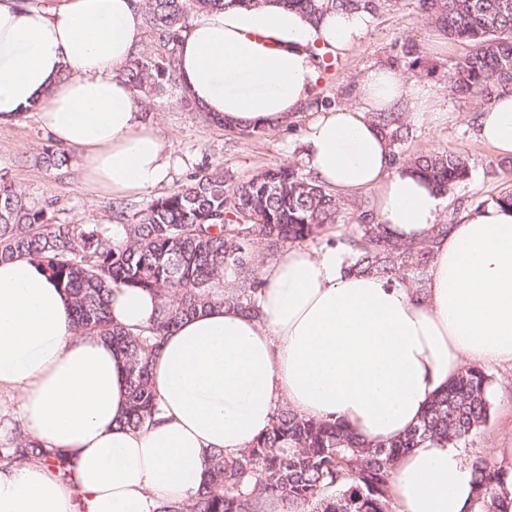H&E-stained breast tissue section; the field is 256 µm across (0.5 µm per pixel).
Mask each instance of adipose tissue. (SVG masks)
<instances>
[{
	"instance_id": "ef3b65f1",
	"label": "adipose tissue",
	"mask_w": 512,
	"mask_h": 512,
	"mask_svg": "<svg viewBox=\"0 0 512 512\" xmlns=\"http://www.w3.org/2000/svg\"><path fill=\"white\" fill-rule=\"evenodd\" d=\"M137 0H62L51 10L0 0V122L36 105L43 128L83 153L97 193L138 197L169 178L170 140L145 121L117 69L142 39ZM370 18L332 11L318 22L267 0L199 13L183 31L180 83L232 128L288 123L312 101L322 57H344ZM354 105L320 110L302 133L311 172L336 194L376 193V217L402 242L427 239L442 197L396 167L373 113L435 112L434 89L384 65L357 80ZM476 133L512 157V93L477 115ZM347 243L292 246L260 271L259 311L216 303L164 340L150 370L158 414L133 430L124 362L73 327L67 294L29 258L0 262V387L45 447L72 456L61 479L45 464L0 465V512H154L187 501L208 478V454L237 455L278 406L339 419L370 443L419 424L449 380L473 364L512 361V206L466 210L434 246L423 290L350 272ZM158 300L114 292L111 315L146 324ZM396 512H466L474 493L459 450L429 441L392 474Z\"/></svg>"
}]
</instances>
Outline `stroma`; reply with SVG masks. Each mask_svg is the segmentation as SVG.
<instances>
[{
  "label": "stroma",
  "mask_w": 512,
  "mask_h": 512,
  "mask_svg": "<svg viewBox=\"0 0 512 512\" xmlns=\"http://www.w3.org/2000/svg\"><path fill=\"white\" fill-rule=\"evenodd\" d=\"M468 51L467 45L449 41L426 23L413 0H398L396 6L372 16L365 40L324 72L316 92L320 98H336L339 105H352L356 80L378 63L392 64L406 78L433 85L440 110L428 117L410 113L412 136L398 156L405 159L445 149L469 157V180L445 197L440 213L445 224L457 223L468 208L512 189V157L500 155L476 134L474 116L482 101L458 97L448 86L449 68ZM181 95V88L173 86L143 104L146 116L173 141L176 162L170 181L156 188L154 194L139 197L140 206H147L153 196L175 190L206 162L222 163L226 175L235 178L276 164H302L301 135L310 112L297 113L288 125L254 138L204 122L199 113L181 106ZM51 141L36 113L25 112L14 121L0 123V178L20 186L31 205L46 207L55 223L112 226L113 200L94 195L84 182L80 150H73L66 169L55 171L36 165V155ZM486 370L493 377L492 415L473 446L488 457L502 438L512 436V362L491 363Z\"/></svg>",
  "instance_id": "obj_1"
}]
</instances>
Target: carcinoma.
<instances>
[{
    "label": "carcinoma",
    "instance_id": "obj_1",
    "mask_svg": "<svg viewBox=\"0 0 512 512\" xmlns=\"http://www.w3.org/2000/svg\"><path fill=\"white\" fill-rule=\"evenodd\" d=\"M315 22L330 10L376 14L379 0H282ZM262 0H139L145 40L116 76L143 98L179 83L178 46L196 14ZM419 13L445 38L470 47L448 70L459 95L491 102L512 92V0H416ZM373 120L398 151L409 136L404 112H375ZM37 159L48 170L69 166L68 148L49 144ZM406 165L446 194L467 180L469 159L453 152L412 156ZM112 230L99 224H56L47 208L0 182V260L27 256L70 297L80 334L108 340L125 359L127 410L121 422L140 429L154 421L150 365L178 324L215 300L258 315L260 268L292 244L323 239L343 212L340 197L314 174L275 165L240 179L220 163H205L177 189L144 208L112 207ZM350 269L421 289L433 258L430 241L402 243L384 225L362 220L351 236ZM137 288L159 298L153 319L138 328L112 320L110 298ZM491 375L469 366L429 405L419 425L389 444L370 445L337 419L277 409L270 429L251 448L210 454L208 480L189 501L160 503L155 512H392V470L426 441L469 444L491 418ZM43 463L71 476L65 452L42 446L14 426L0 445V463ZM475 495L470 512H512V468L475 455L469 462Z\"/></svg>",
    "mask_w": 512,
    "mask_h": 512
}]
</instances>
